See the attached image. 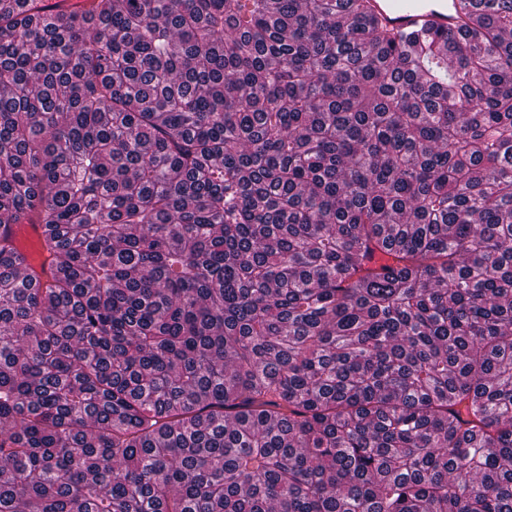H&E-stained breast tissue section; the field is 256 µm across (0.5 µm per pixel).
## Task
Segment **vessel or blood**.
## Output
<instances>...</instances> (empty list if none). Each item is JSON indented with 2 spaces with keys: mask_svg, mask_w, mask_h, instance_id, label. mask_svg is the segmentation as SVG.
Wrapping results in <instances>:
<instances>
[{
  "mask_svg": "<svg viewBox=\"0 0 512 512\" xmlns=\"http://www.w3.org/2000/svg\"><path fill=\"white\" fill-rule=\"evenodd\" d=\"M465 0H368L369 14L396 32L423 34L442 31L458 37L465 18Z\"/></svg>",
  "mask_w": 512,
  "mask_h": 512,
  "instance_id": "vessel-or-blood-1",
  "label": "vessel or blood"
}]
</instances>
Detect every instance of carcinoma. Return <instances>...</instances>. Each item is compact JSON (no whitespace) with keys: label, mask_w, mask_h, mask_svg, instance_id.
Here are the masks:
<instances>
[{"label":"carcinoma","mask_w":512,"mask_h":512,"mask_svg":"<svg viewBox=\"0 0 512 512\" xmlns=\"http://www.w3.org/2000/svg\"><path fill=\"white\" fill-rule=\"evenodd\" d=\"M472 7L0 6V512H512V0ZM369 14L380 19L388 28L404 35L442 31L457 38L465 29L464 13L470 14L473 25L477 14L470 13L466 0H367Z\"/></svg>","instance_id":"1"}]
</instances>
